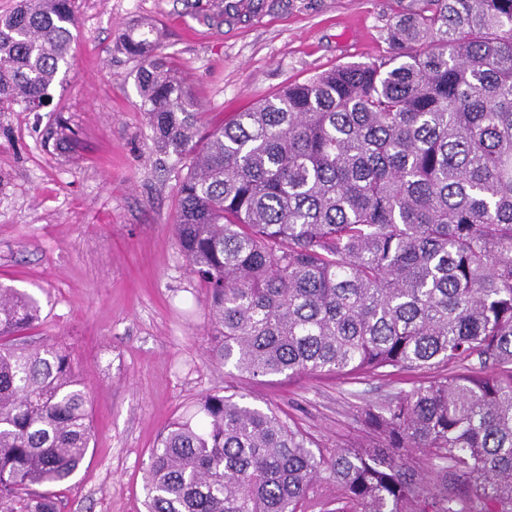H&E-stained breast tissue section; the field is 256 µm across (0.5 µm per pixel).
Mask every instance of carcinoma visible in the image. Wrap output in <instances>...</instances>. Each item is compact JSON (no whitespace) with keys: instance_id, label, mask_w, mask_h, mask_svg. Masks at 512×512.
<instances>
[{"instance_id":"1","label":"carcinoma","mask_w":512,"mask_h":512,"mask_svg":"<svg viewBox=\"0 0 512 512\" xmlns=\"http://www.w3.org/2000/svg\"><path fill=\"white\" fill-rule=\"evenodd\" d=\"M426 4L388 56L287 85L197 152L198 101L152 31L125 37L157 147L193 154L173 229L216 359L249 379L440 369L363 407L331 458L288 416L206 395L151 449L146 512H304L325 471V512H512V0ZM74 24L71 0L0 16V112L66 83ZM40 320L0 283V512H58L48 487L93 439ZM338 487L336 481L328 472H323L321 478L314 483L309 491L305 512H324L323 504L336 498Z\"/></svg>"}]
</instances>
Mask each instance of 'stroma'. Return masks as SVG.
Segmentation results:
<instances>
[{
	"label": "stroma",
	"instance_id": "1",
	"mask_svg": "<svg viewBox=\"0 0 512 512\" xmlns=\"http://www.w3.org/2000/svg\"><path fill=\"white\" fill-rule=\"evenodd\" d=\"M423 4L246 0L226 12L221 0H74L70 83L53 90L56 112H0V283L39 300L40 335L69 347L91 388L95 436L56 488L60 512H144L158 433L206 394L274 407L329 456L360 434L365 404L423 378L253 381L215 359L207 288L172 228L187 167L154 142L122 35L154 27L211 129L287 84L386 56L388 27Z\"/></svg>",
	"mask_w": 512,
	"mask_h": 512
}]
</instances>
